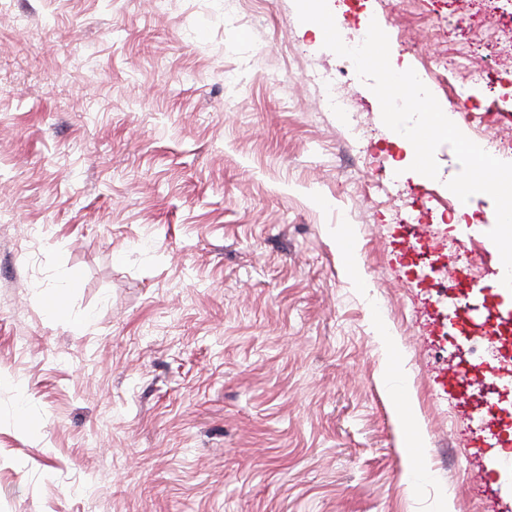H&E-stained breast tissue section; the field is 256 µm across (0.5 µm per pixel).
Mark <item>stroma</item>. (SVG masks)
Here are the masks:
<instances>
[{
	"mask_svg": "<svg viewBox=\"0 0 512 512\" xmlns=\"http://www.w3.org/2000/svg\"><path fill=\"white\" fill-rule=\"evenodd\" d=\"M344 2L345 43L378 21L472 141L512 139V118L470 119L512 109V62L489 84L462 57L480 0ZM237 12L0 0V512H512V365L482 339L512 312L493 200L449 214L452 148L437 179L410 171L294 0ZM430 238L479 255L469 309L417 265ZM477 361L478 399L444 373ZM398 400L425 429L418 473Z\"/></svg>",
	"mask_w": 512,
	"mask_h": 512,
	"instance_id": "obj_1",
	"label": "stroma"
}]
</instances>
